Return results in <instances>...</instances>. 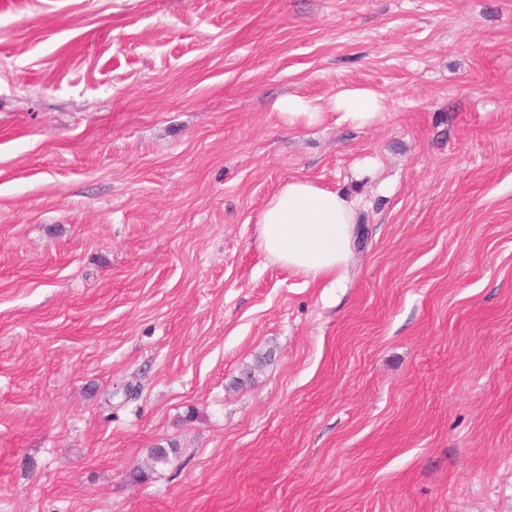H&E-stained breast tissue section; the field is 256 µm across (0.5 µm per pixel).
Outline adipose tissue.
<instances>
[{
    "mask_svg": "<svg viewBox=\"0 0 512 512\" xmlns=\"http://www.w3.org/2000/svg\"><path fill=\"white\" fill-rule=\"evenodd\" d=\"M335 108L340 120L365 124L381 115L384 104L374 91L351 88L337 93ZM356 222L352 199L296 179L280 186L258 213L257 241L283 267L336 284L351 257Z\"/></svg>",
    "mask_w": 512,
    "mask_h": 512,
    "instance_id": "adipose-tissue-1",
    "label": "adipose tissue"
}]
</instances>
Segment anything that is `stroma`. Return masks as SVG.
<instances>
[{
	"label": "stroma",
	"mask_w": 512,
	"mask_h": 512,
	"mask_svg": "<svg viewBox=\"0 0 512 512\" xmlns=\"http://www.w3.org/2000/svg\"><path fill=\"white\" fill-rule=\"evenodd\" d=\"M0 512H512V0H0ZM338 120L354 123H370L383 112V99L376 92L368 89L351 88L339 91L335 98ZM274 110L288 120V125L294 126L299 123H313L319 121L324 112L314 102L291 96L277 101ZM356 223L352 199L296 179L280 186L258 213L257 241L283 267L336 285L351 257Z\"/></svg>",
	"instance_id": "stroma-1"
}]
</instances>
